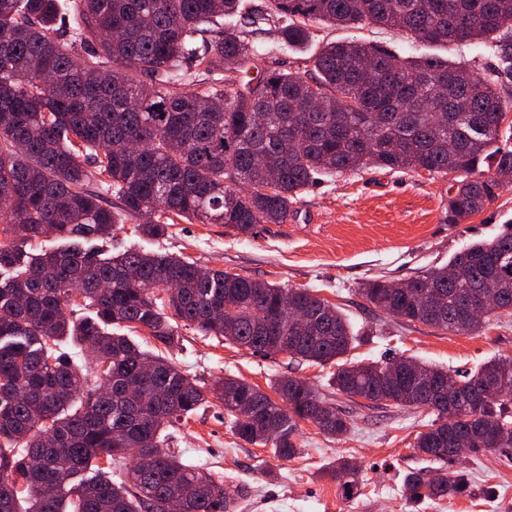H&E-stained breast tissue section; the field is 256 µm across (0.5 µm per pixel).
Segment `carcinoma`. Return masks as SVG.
<instances>
[{
	"instance_id": "obj_1",
	"label": "carcinoma",
	"mask_w": 512,
	"mask_h": 512,
	"mask_svg": "<svg viewBox=\"0 0 512 512\" xmlns=\"http://www.w3.org/2000/svg\"><path fill=\"white\" fill-rule=\"evenodd\" d=\"M240 10L241 0H0V268L13 269L0 282V512H168L172 499L183 512H224V482L164 448L166 431L208 405L209 393L238 438L270 444L281 459L300 453L302 421L332 437L350 429L346 411L303 380H276L275 399L233 377L216 392L110 325L145 331L167 348L178 338L175 318L255 353L329 366L330 385L352 402L434 414L412 450L436 466L403 481L414 503L464 488L448 476L455 438L474 452H512L504 359L461 376L491 385L479 409L459 405L450 422L456 394L423 398L405 375L386 378L388 366L405 363L435 377L448 372L405 357L350 361L352 323L307 289L202 271L169 254L102 259L78 245L25 252L47 234L107 238L144 215L137 228L154 238L176 217L254 237L260 225L286 221L320 175L369 165L463 173L444 205L448 224L512 186V140L502 130L512 129V92L498 88L512 77V0H262L239 27H224ZM315 23L375 24L446 45L491 39L496 67L478 78L444 59L354 41L325 44L309 79L258 66L253 35L297 46ZM230 68L238 87L193 90L199 77ZM93 176L118 196L119 209L89 188ZM475 283L496 289L493 310L512 315V227L467 246L445 268L403 282L374 279L361 294L409 323L468 335L482 327L463 295ZM285 291L307 326L276 320ZM75 293L94 316H67ZM67 336L92 347L101 384L88 385L64 350ZM244 400L248 418L237 414ZM99 457L112 473L91 469ZM356 472L341 460L325 475L351 497Z\"/></svg>"
}]
</instances>
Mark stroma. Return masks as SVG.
I'll use <instances>...</instances> for the list:
<instances>
[{
  "instance_id": "obj_1",
  "label": "stroma",
  "mask_w": 512,
  "mask_h": 512,
  "mask_svg": "<svg viewBox=\"0 0 512 512\" xmlns=\"http://www.w3.org/2000/svg\"><path fill=\"white\" fill-rule=\"evenodd\" d=\"M352 39L399 52H423L405 34L376 25L334 29L318 24L310 41L285 48L275 46L270 35L257 37L270 50L267 63L302 73L312 72L325 43ZM432 53L482 75L496 63L490 46L477 42L436 47ZM454 184L447 175L372 167L323 177L300 195L284 223L261 225L250 238L234 237L220 224L179 218L166 237L153 239L136 234L130 220L116 225L111 238L97 246L106 257L128 249L166 252L204 268L310 289L338 306L361 331L350 360L368 363L404 354L462 374L493 358H512V316L491 315L480 332L455 335L398 319L375 309L360 294L363 284L377 277L402 280L444 267L466 245L493 239L512 224V187L497 189L485 209L463 223H445L442 204ZM178 334L179 342L165 350V357L205 384L230 375L266 390L276 379L292 376L320 393L330 391L329 368L284 354H255L191 327L179 328ZM336 402L350 415L348 433L334 438L313 423L301 422L297 441L302 451L287 460L276 457L270 447L240 440L219 403L171 427V447L183 462L246 489L235 512H512V455H464L451 470L465 478L466 490L415 506L404 496L403 479L410 471L431 467L412 451L431 414L364 400L354 404L342 396ZM341 457L358 468V493L349 499L337 483L321 475Z\"/></svg>"
}]
</instances>
